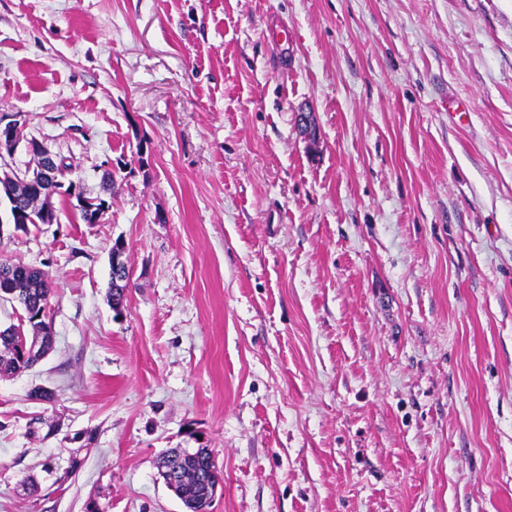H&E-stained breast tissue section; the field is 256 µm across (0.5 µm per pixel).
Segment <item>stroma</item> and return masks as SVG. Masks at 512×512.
<instances>
[{"instance_id":"35a3bbf8","label":"stroma","mask_w":512,"mask_h":512,"mask_svg":"<svg viewBox=\"0 0 512 512\" xmlns=\"http://www.w3.org/2000/svg\"><path fill=\"white\" fill-rule=\"evenodd\" d=\"M1 113L113 185L0 204L55 335L0 378V512H185L169 448L209 512H512V0H0ZM191 453L194 449L183 448ZM164 462L171 476L177 481L183 496H177L192 512H206L211 506L213 488L220 481L211 450L196 448L191 456H181L179 448L164 451L157 459ZM161 474V472H160ZM201 510V511H200Z\"/></svg>"}]
</instances>
